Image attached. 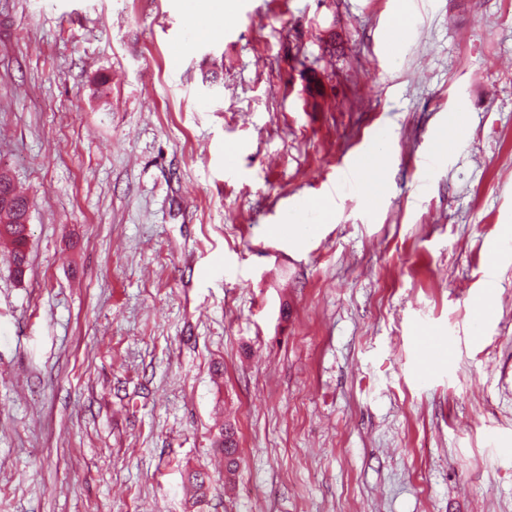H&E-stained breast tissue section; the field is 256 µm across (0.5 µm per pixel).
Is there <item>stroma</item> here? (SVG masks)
Here are the masks:
<instances>
[{
  "label": "stroma",
  "instance_id": "obj_1",
  "mask_svg": "<svg viewBox=\"0 0 512 512\" xmlns=\"http://www.w3.org/2000/svg\"><path fill=\"white\" fill-rule=\"evenodd\" d=\"M185 2L0 0V512H512V0ZM7 195L11 198L12 206L0 207V243L11 245L13 272L18 280L23 279L28 267V241L30 229L25 234L24 224L28 226V219L21 224V219L29 208V201L21 191L17 189L12 178H0V196ZM235 434L231 428L222 429L219 434L218 446L224 453V467L227 479L234 475L238 465V448Z\"/></svg>",
  "mask_w": 512,
  "mask_h": 512
}]
</instances>
